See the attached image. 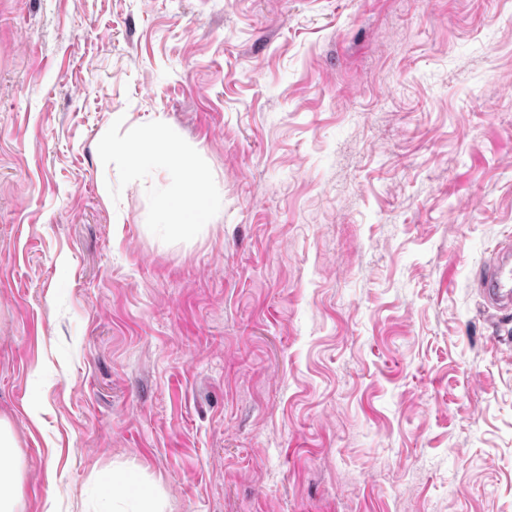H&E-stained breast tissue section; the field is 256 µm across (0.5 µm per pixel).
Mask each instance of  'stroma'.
<instances>
[{"instance_id": "stroma-1", "label": "stroma", "mask_w": 512, "mask_h": 512, "mask_svg": "<svg viewBox=\"0 0 512 512\" xmlns=\"http://www.w3.org/2000/svg\"><path fill=\"white\" fill-rule=\"evenodd\" d=\"M132 127L208 223H157ZM509 243L512 0H0L23 512H125L110 472L158 512H512ZM130 138L149 146V166L166 169L171 174V183L156 203L159 218L165 224L179 225L186 231L196 224L208 223L215 203L198 190L203 176L185 160L182 169L177 133L174 130H163L156 139L141 129H134ZM510 251L511 245L501 247L489 271L481 277L482 291L494 310L493 318L499 314L507 317L512 314V266L499 260V254H509Z\"/></svg>"}]
</instances>
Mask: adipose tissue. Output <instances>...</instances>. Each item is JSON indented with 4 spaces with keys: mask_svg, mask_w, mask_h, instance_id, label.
I'll use <instances>...</instances> for the list:
<instances>
[{
    "mask_svg": "<svg viewBox=\"0 0 512 512\" xmlns=\"http://www.w3.org/2000/svg\"><path fill=\"white\" fill-rule=\"evenodd\" d=\"M130 137L147 145L149 166L166 169L171 174L170 184L156 203L160 219L185 230L207 223L215 203L198 189L201 174L191 166L182 165L177 133L165 130L155 137L135 129Z\"/></svg>",
    "mask_w": 512,
    "mask_h": 512,
    "instance_id": "1",
    "label": "adipose tissue"
}]
</instances>
